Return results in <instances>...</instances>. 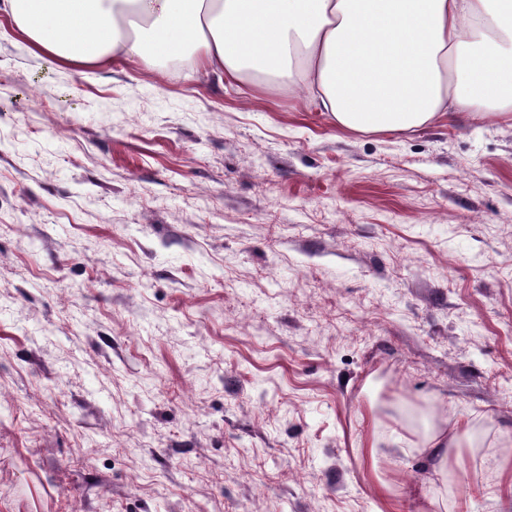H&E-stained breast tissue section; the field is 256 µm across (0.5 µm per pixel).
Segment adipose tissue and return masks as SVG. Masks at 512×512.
Instances as JSON below:
<instances>
[{
  "label": "adipose tissue",
  "mask_w": 512,
  "mask_h": 512,
  "mask_svg": "<svg viewBox=\"0 0 512 512\" xmlns=\"http://www.w3.org/2000/svg\"><path fill=\"white\" fill-rule=\"evenodd\" d=\"M0 12L48 62L190 52L258 91L305 87L364 135L512 113V0H0Z\"/></svg>",
  "instance_id": "ef3b65f1"
}]
</instances>
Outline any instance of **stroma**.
Here are the masks:
<instances>
[{"label":"stroma","mask_w":512,"mask_h":512,"mask_svg":"<svg viewBox=\"0 0 512 512\" xmlns=\"http://www.w3.org/2000/svg\"><path fill=\"white\" fill-rule=\"evenodd\" d=\"M0 512H512V117L358 135L0 15Z\"/></svg>","instance_id":"1"}]
</instances>
